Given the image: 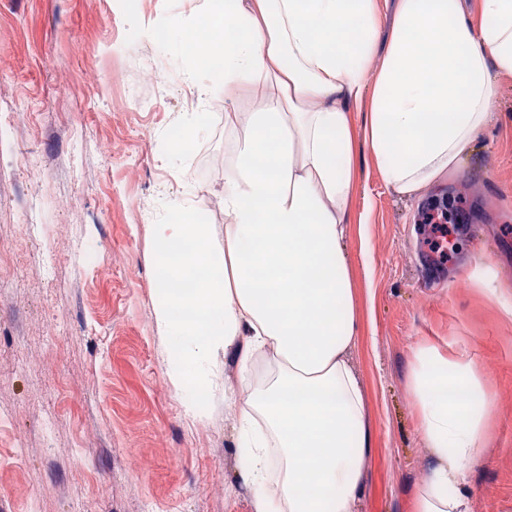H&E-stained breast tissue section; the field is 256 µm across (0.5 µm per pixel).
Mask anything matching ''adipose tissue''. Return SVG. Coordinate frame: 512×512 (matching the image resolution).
<instances>
[{
	"label": "adipose tissue",
	"mask_w": 512,
	"mask_h": 512,
	"mask_svg": "<svg viewBox=\"0 0 512 512\" xmlns=\"http://www.w3.org/2000/svg\"><path fill=\"white\" fill-rule=\"evenodd\" d=\"M219 48L225 90L260 89L253 111L224 112L234 140L223 249L184 197L154 227L166 373L200 415L218 354L247 377L237 455L254 512H354L373 446L350 359L361 334L346 249L357 148L407 199L456 170L512 77V0H396L385 36L378 0H207L180 35L186 81ZM182 240L192 249L174 256ZM189 277L196 288L174 293ZM410 390L433 458L413 512H469L465 473L486 445L490 401L480 372L466 350L421 348Z\"/></svg>",
	"instance_id": "ef3b65f1"
}]
</instances>
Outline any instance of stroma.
<instances>
[{
    "label": "stroma",
    "instance_id": "obj_1",
    "mask_svg": "<svg viewBox=\"0 0 512 512\" xmlns=\"http://www.w3.org/2000/svg\"><path fill=\"white\" fill-rule=\"evenodd\" d=\"M204 0H0V512H252L218 369L204 415L165 373L153 226L188 196L224 245V115L199 111L174 34ZM500 113L423 199L359 155L347 251L364 333L353 354L374 443L355 512H411L432 458L409 374L416 349L466 347L492 396L470 512H512V78ZM459 203L446 256L423 223ZM371 260L362 263L360 241ZM488 266L495 282L471 277Z\"/></svg>",
    "mask_w": 512,
    "mask_h": 512
}]
</instances>
